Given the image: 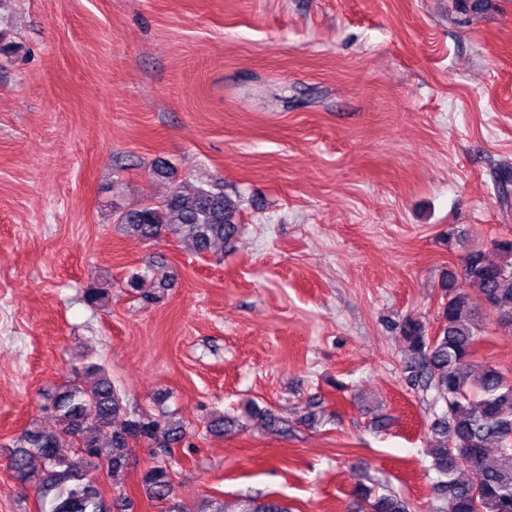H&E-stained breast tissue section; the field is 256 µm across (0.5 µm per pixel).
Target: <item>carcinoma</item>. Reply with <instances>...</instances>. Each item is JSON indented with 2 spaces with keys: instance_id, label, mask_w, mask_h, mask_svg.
Here are the masks:
<instances>
[{
  "instance_id": "carcinoma-1",
  "label": "carcinoma",
  "mask_w": 512,
  "mask_h": 512,
  "mask_svg": "<svg viewBox=\"0 0 512 512\" xmlns=\"http://www.w3.org/2000/svg\"><path fill=\"white\" fill-rule=\"evenodd\" d=\"M154 173L171 180L169 194L155 204L115 215L114 222L143 241L174 236L189 242L198 254L213 244L230 243L240 231L238 203L218 185H191L176 179L173 168L160 165ZM495 260L484 250L467 252L463 261L465 279L477 288L478 298L462 293L452 284L443 285L446 301L438 312L434 332L422 321L406 317L396 324L409 357L403 364L406 383L414 390L435 392L444 403L442 414L430 426L432 468L442 477L435 492L441 504L432 512H512V378L493 366L472 376L467 362L484 337L479 306L512 322V240H498ZM155 277L166 289L171 276L163 267L128 275L123 287L139 296L145 305L160 300L154 292L142 291L144 281ZM87 374L93 383L84 387L70 381L53 389L50 409L55 425L32 423L12 444L7 468L21 484L33 483L40 512H114L95 482L94 473L106 468L108 477L124 473L130 465V447L141 443L153 449L159 461L140 476L150 497L158 501L173 493L172 470L164 456L180 447L187 426L163 412L154 414L130 407L100 365L90 362ZM120 426L112 427L117 417ZM236 420L221 414L211 417L208 428L222 434ZM110 431L111 452L99 461V436ZM497 445L489 458V445ZM473 468L475 483L459 477ZM238 512H290L277 499L247 497ZM372 512H408L394 494H383L372 503Z\"/></svg>"
}]
</instances>
